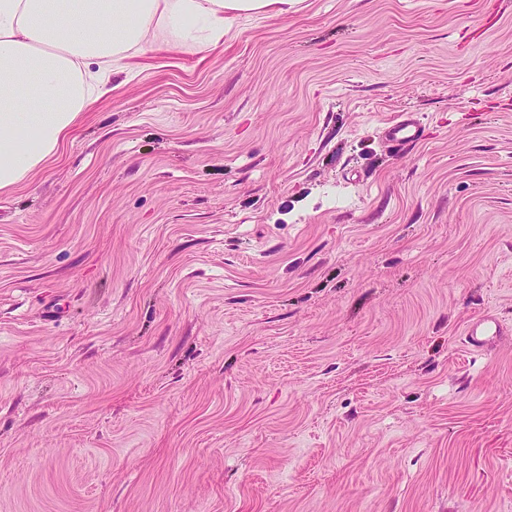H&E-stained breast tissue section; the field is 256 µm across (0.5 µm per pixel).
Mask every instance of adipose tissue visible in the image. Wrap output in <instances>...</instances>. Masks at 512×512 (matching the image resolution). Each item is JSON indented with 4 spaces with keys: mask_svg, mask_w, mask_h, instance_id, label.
<instances>
[{
    "mask_svg": "<svg viewBox=\"0 0 512 512\" xmlns=\"http://www.w3.org/2000/svg\"><path fill=\"white\" fill-rule=\"evenodd\" d=\"M295 0H0V191L57 154L108 91L112 67L154 28L169 49L219 43L241 16L287 15Z\"/></svg>",
    "mask_w": 512,
    "mask_h": 512,
    "instance_id": "ef3b65f1",
    "label": "adipose tissue"
}]
</instances>
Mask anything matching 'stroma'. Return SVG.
<instances>
[{
	"mask_svg": "<svg viewBox=\"0 0 512 512\" xmlns=\"http://www.w3.org/2000/svg\"><path fill=\"white\" fill-rule=\"evenodd\" d=\"M167 39L0 193V512H512V0ZM383 133L390 148L406 150L421 140L422 123L412 112H404L387 123ZM502 334V327L491 316H484L468 325L465 330V341L474 350H484L490 340Z\"/></svg>",
	"mask_w": 512,
	"mask_h": 512,
	"instance_id": "35a3bbf8",
	"label": "stroma"
}]
</instances>
